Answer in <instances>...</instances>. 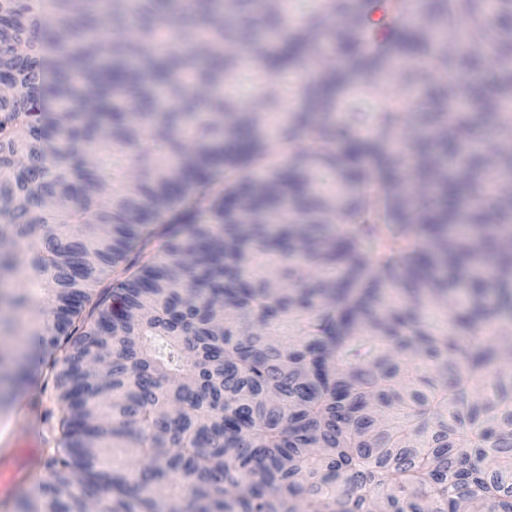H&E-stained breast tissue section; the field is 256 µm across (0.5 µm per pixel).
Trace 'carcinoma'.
<instances>
[{
    "label": "carcinoma",
    "instance_id": "1",
    "mask_svg": "<svg viewBox=\"0 0 512 512\" xmlns=\"http://www.w3.org/2000/svg\"><path fill=\"white\" fill-rule=\"evenodd\" d=\"M54 10L0 0V78L21 89L0 93V280L50 227L37 512H512L488 299L512 300V206L492 203L512 184V0ZM394 76L407 94L379 102ZM265 77L288 105L257 117L242 98ZM459 291L439 334L424 309ZM28 369L1 353L0 386ZM111 448L141 458L133 480Z\"/></svg>",
    "mask_w": 512,
    "mask_h": 512
}]
</instances>
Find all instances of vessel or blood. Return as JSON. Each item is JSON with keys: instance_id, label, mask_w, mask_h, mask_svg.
Masks as SVG:
<instances>
[{"instance_id": "b4317fda", "label": "vessel or blood", "mask_w": 512, "mask_h": 512, "mask_svg": "<svg viewBox=\"0 0 512 512\" xmlns=\"http://www.w3.org/2000/svg\"><path fill=\"white\" fill-rule=\"evenodd\" d=\"M51 439L49 426L39 404L29 407V424L25 433H17L11 420H0V445L7 454L0 456V497L8 498L42 466L40 448Z\"/></svg>"}]
</instances>
